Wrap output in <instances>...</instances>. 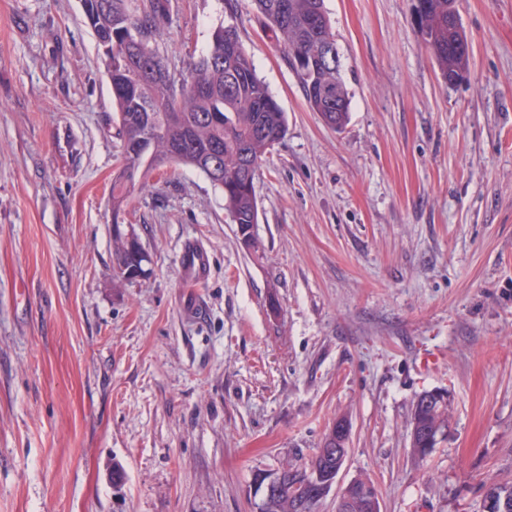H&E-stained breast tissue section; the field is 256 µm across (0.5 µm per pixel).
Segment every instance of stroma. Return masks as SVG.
Returning <instances> with one entry per match:
<instances>
[{"label": "stroma", "instance_id": "1", "mask_svg": "<svg viewBox=\"0 0 512 512\" xmlns=\"http://www.w3.org/2000/svg\"><path fill=\"white\" fill-rule=\"evenodd\" d=\"M445 81L414 0H325L343 130L324 125L253 0H169L173 75L236 27L288 119L247 246L202 173L154 171L120 217L102 50L80 0H0V512H260L336 420L317 512L370 479L382 512H484L512 482V0H457ZM148 272L112 285V223ZM210 257L182 283L187 243ZM449 394L419 456V394ZM436 411L432 412V409H422L420 408L418 410L417 400L413 407L412 417H411V442L413 443H420L421 446H423L421 449L425 450L426 452L429 451V449L438 444V440H441L445 434V429H433L430 430L428 427H430L433 424V421L435 420ZM418 417L420 419V422L422 423L423 427L426 429H423L420 425L417 424L415 421L413 423V420ZM413 423V424H412ZM330 439L336 440V448H329V451H334L333 455V468L329 469L330 476L334 475V477L325 482L323 484V498L329 493L333 484L336 481V478L339 474V471L347 457L348 454V427L347 425L340 420H337L336 423L331 427L330 431Z\"/></svg>", "mask_w": 512, "mask_h": 512}]
</instances>
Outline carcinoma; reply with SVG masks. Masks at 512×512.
Returning a JSON list of instances; mask_svg holds the SVG:
<instances>
[{
    "label": "carcinoma",
    "instance_id": "cac0c4a2",
    "mask_svg": "<svg viewBox=\"0 0 512 512\" xmlns=\"http://www.w3.org/2000/svg\"><path fill=\"white\" fill-rule=\"evenodd\" d=\"M298 79L304 96L324 123L341 129L349 119L350 97L336 65H312L319 38H335L324 0H253ZM84 22L95 36L112 40L111 62L104 64L112 87V105L119 116L122 166L112 179V210L127 205L136 185L167 164L192 167L224 192V210L252 241L258 223L254 181L263 157L287 131V120L276 99L255 71L233 27L217 29L205 53L175 78L167 61L152 44L168 15V0H81ZM454 0H421L428 20L422 34L439 69L448 73L467 68L468 57L451 54L465 37L463 28L448 29ZM339 84V99L319 93L323 84ZM158 129L156 152L141 151L151 129ZM114 286L131 281L137 268L147 273L148 259L133 258L135 250L115 245ZM331 460L317 451L310 463L282 475L262 497L260 512H317L322 486L315 474L326 476Z\"/></svg>",
    "mask_w": 512,
    "mask_h": 512
}]
</instances>
